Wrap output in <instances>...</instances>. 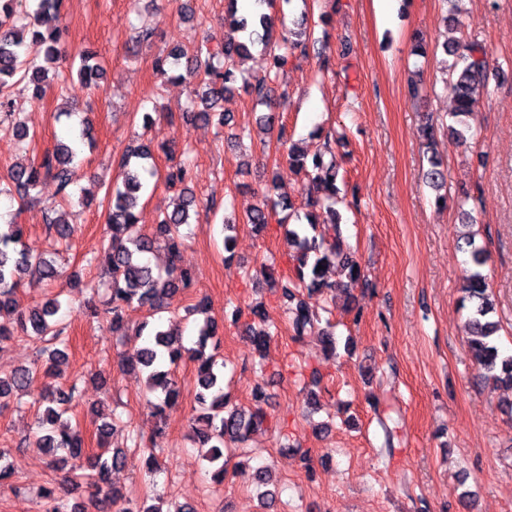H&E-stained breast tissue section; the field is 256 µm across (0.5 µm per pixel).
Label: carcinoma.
<instances>
[{
	"mask_svg": "<svg viewBox=\"0 0 512 512\" xmlns=\"http://www.w3.org/2000/svg\"><path fill=\"white\" fill-rule=\"evenodd\" d=\"M256 8L246 17L237 15V0H227L224 23L229 35L224 45L212 47L202 41L192 49L181 47L171 49L155 60L157 75L168 78L172 71L183 70L180 79L192 81L193 117L209 121L219 116L218 123L224 124V113H215L217 103L224 99V93L235 88V59L245 57L257 45L262 46L269 56V70L243 81L242 88L257 103L268 108L270 104L269 85L280 78L288 66L289 57L307 51L309 36L301 32L292 38L274 36V18L263 11L273 0H254ZM63 0H0V131L11 134L22 142L29 137L25 124L19 120V107L7 91L8 80L19 75L36 87L42 95L49 82L57 78L65 81L63 73L53 66L66 60L67 51L59 45V29H43L50 21L59 20ZM444 53L452 57L447 65L449 89L454 98V110L450 113L453 123L448 125V139L464 144L470 131L468 118L474 112L480 95L486 87L487 54L477 43H465L452 38L443 44ZM78 74L88 85L103 73L101 62L92 54L79 52ZM260 128L265 134H276V142L287 143L288 135L280 116L270 110L260 119ZM92 141L91 124L85 119L81 128L69 142H60L44 153L39 162L30 165H16L0 174V198L19 197L29 202L37 200L36 190L43 179L50 177L56 183L58 192L68 202L75 196L73 182L74 160L82 146ZM152 158L149 146L123 154L118 166L123 171L122 182L106 189V228L101 249L94 257L103 265L109 277V328L112 333L124 336L126 308L133 304L149 307L153 314L166 309L180 292L194 285L192 271L180 264L181 249L186 241L185 227L189 226L191 211L197 207L192 192L185 191L182 203L166 212L153 228L151 234H144L137 225L135 208L145 186L143 161ZM288 161L305 172L309 183L307 210L299 213L293 203L281 199L276 202L264 200L247 215V223L255 230L269 224L271 213L276 208L288 211L296 224L285 232V240L293 251L295 278L278 275L272 266H263L259 275L280 292V298L291 318L295 335L301 337L314 326L316 315L300 295V288L308 292L327 293L336 284L324 278V269L335 266L345 275V289L361 282V271L355 257L344 251L340 244L341 217L336 210L338 187L336 181L339 168L335 156L331 155L329 143L313 152L288 150ZM426 183L439 192L437 200L446 201L440 194L445 187L442 162L436 157L429 158V168L423 172ZM18 214H13L14 223L0 228V348L13 341L17 331L36 344L39 358L32 366L16 369L10 375L0 376V410L10 407L15 397L24 393L32 380L43 377L48 384L42 394L46 408L38 417L33 438L36 445L46 448L57 464L77 467L83 456L92 460V473L85 475L97 490L107 485L112 469L122 465L125 452L121 448L109 450L98 443V452L86 454L84 438L79 431L65 422L79 396L77 383L63 385L55 382L59 375V364L66 358L63 347L68 338L64 327L55 319L62 306L60 295L37 304L24 311L16 298L24 287V279L48 286L63 276L61 268L52 260L33 253L26 243L25 225L16 223ZM45 224L57 240L68 244L73 226L67 213L56 208L45 211ZM164 244L168 255L165 271L156 272L144 259L154 250L155 245ZM466 246L472 264L463 278L460 288L462 307L468 310L466 319L467 349L482 379L495 385L512 389V353L501 351L496 336L498 324L493 319L494 304L492 292L482 268L487 262L483 247L475 242V236H466ZM147 336V344L139 356V369L146 374L147 390L152 397L146 399L150 413L157 421L166 418L167 411L175 407L179 389L172 378L171 370L165 365H176L187 358L196 364L198 392L196 402L202 414L194 419L193 440L197 444L199 460L211 481L223 483L226 474L224 449L230 444H243L260 428L266 413L263 405L267 394L262 384L252 389L255 409L249 413L229 407L224 393V362L218 360L221 344L218 322L210 318L198 325V338L194 346L183 345L181 337L162 320L153 326L144 322L135 331V336ZM270 331L260 326L250 327V349L261 354L266 346ZM384 430V447L378 449L382 459H389L394 452L396 427L381 421ZM252 482L259 489L263 508H270L276 499V490L270 489L268 470L257 468L251 474ZM47 500L48 512H84L76 506L70 507L57 492L56 487L42 489ZM119 512H191L185 504H175L167 510L153 505L134 504L124 506Z\"/></svg>",
	"mask_w": 512,
	"mask_h": 512,
	"instance_id": "carcinoma-1",
	"label": "carcinoma"
}]
</instances>
